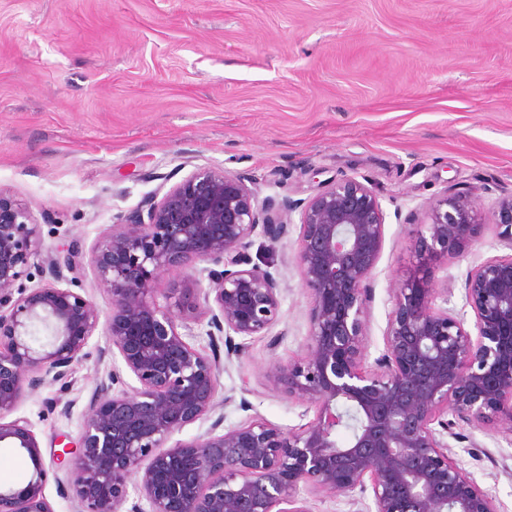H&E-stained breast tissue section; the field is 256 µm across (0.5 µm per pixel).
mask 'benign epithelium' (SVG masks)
Masks as SVG:
<instances>
[{
	"label": "benign epithelium",
	"mask_w": 512,
	"mask_h": 512,
	"mask_svg": "<svg viewBox=\"0 0 512 512\" xmlns=\"http://www.w3.org/2000/svg\"><path fill=\"white\" fill-rule=\"evenodd\" d=\"M296 210L293 260L310 304L309 341L304 357L276 366L272 382L311 405L313 418L285 431L263 418L226 429L221 416L204 435L172 441L220 404L219 341L230 357L234 337L264 336L278 323L279 280L250 264L247 250L257 238L275 244L287 236ZM482 212L464 193L428 205L415 268L393 289L375 370L362 358L385 214L370 185L345 178L306 201H260L245 177L204 166L119 218L90 264L112 298L107 352L135 384L114 370L99 385L78 440L55 454L68 479L59 492L72 490L84 512H121L134 475L148 509L136 503L129 512H311L301 487L367 494L365 512H501L452 456L448 438L459 421L512 437V195L492 212L498 242L511 253L470 268L461 311L446 308L452 289L432 287L429 277L472 241ZM40 244L30 206L0 189V444L32 465L25 486L0 489V512H53L36 435L11 415L44 384L69 385L102 320L69 287L76 247L42 258L46 283L25 284ZM183 317L207 320L210 349L180 331ZM342 429L350 432L344 442Z\"/></svg>",
	"instance_id": "benign-epithelium-1"
}]
</instances>
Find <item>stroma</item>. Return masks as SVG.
<instances>
[{"instance_id":"stroma-1","label":"stroma","mask_w":512,"mask_h":512,"mask_svg":"<svg viewBox=\"0 0 512 512\" xmlns=\"http://www.w3.org/2000/svg\"><path fill=\"white\" fill-rule=\"evenodd\" d=\"M210 165L254 179L263 198L305 200L335 178L372 186L385 214L366 320L375 368L431 201L469 193L484 208L476 241L432 273L451 309L470 267L506 252L490 210L512 194V0H0V188L32 207L44 252L89 254L118 216ZM299 228L292 213L287 237L249 250L279 274L280 321L226 362L225 426L310 419L271 382L308 343ZM108 344L96 331L69 387L44 385L17 410L49 472L122 367L99 359ZM455 431L465 468L512 512V440Z\"/></svg>"}]
</instances>
